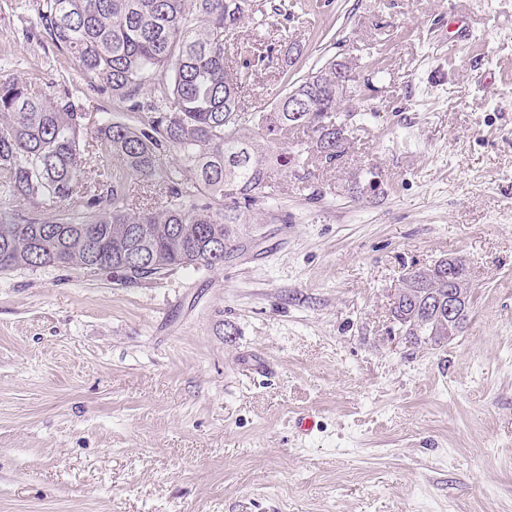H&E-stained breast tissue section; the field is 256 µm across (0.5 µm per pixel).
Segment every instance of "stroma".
Masks as SVG:
<instances>
[{
    "label": "stroma",
    "instance_id": "1",
    "mask_svg": "<svg viewBox=\"0 0 512 512\" xmlns=\"http://www.w3.org/2000/svg\"><path fill=\"white\" fill-rule=\"evenodd\" d=\"M25 2L0 0V77L138 123ZM278 27L225 59L242 100L352 62L374 88L340 102L343 158L275 175L221 267L0 273V512H512V0H297ZM448 256L466 325L405 340L392 295Z\"/></svg>",
    "mask_w": 512,
    "mask_h": 512
}]
</instances>
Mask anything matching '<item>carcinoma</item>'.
Instances as JSON below:
<instances>
[{"mask_svg": "<svg viewBox=\"0 0 512 512\" xmlns=\"http://www.w3.org/2000/svg\"><path fill=\"white\" fill-rule=\"evenodd\" d=\"M264 25L288 15L284 0H42L38 18L52 43L78 63L91 85L108 91L137 125L104 122L88 135L86 112L70 92L33 94L27 82L0 79V193L4 202L58 210L51 221L0 220V271L75 266L114 275L133 254L151 269L117 276L124 284L166 270L224 264L237 224L263 197L276 172L336 164L345 153L350 112L342 113L334 58L289 85L268 110L241 101L248 75L229 73L228 50L250 65L252 44L239 38L245 20ZM307 103L288 109V94ZM300 137L290 146L282 140ZM178 164H167L168 148ZM116 168L79 179L92 153ZM154 187L164 205L134 193ZM395 297L415 316L409 336L440 346L448 334L416 305L448 298L437 271L416 268Z\"/></svg>", "mask_w": 512, "mask_h": 512, "instance_id": "cac0c4a2", "label": "carcinoma"}]
</instances>
